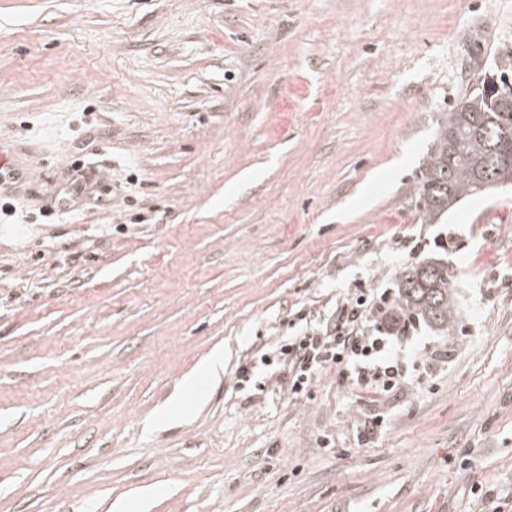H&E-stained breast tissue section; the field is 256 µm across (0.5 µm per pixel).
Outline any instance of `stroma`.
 I'll list each match as a JSON object with an SVG mask.
<instances>
[{"mask_svg": "<svg viewBox=\"0 0 512 512\" xmlns=\"http://www.w3.org/2000/svg\"><path fill=\"white\" fill-rule=\"evenodd\" d=\"M508 53L512 0H0V148L36 163L0 212V512H512V188L415 204ZM77 160L103 201L57 208ZM414 240L460 311L406 340L429 376L289 395L261 357Z\"/></svg>", "mask_w": 512, "mask_h": 512, "instance_id": "1", "label": "stroma"}]
</instances>
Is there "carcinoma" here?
<instances>
[{"label": "carcinoma", "instance_id": "obj_1", "mask_svg": "<svg viewBox=\"0 0 512 512\" xmlns=\"http://www.w3.org/2000/svg\"><path fill=\"white\" fill-rule=\"evenodd\" d=\"M512 177V115L495 112L482 92H464L437 123L416 186L417 205L426 224L455 209L465 198L483 195L479 184L495 169ZM393 321L422 320L439 331L454 328L459 311L448 267L418 261L396 280Z\"/></svg>", "mask_w": 512, "mask_h": 512}]
</instances>
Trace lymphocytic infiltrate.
Instances as JSON below:
<instances>
[{
    "label": "lymphocytic infiltrate",
    "mask_w": 512,
    "mask_h": 512,
    "mask_svg": "<svg viewBox=\"0 0 512 512\" xmlns=\"http://www.w3.org/2000/svg\"><path fill=\"white\" fill-rule=\"evenodd\" d=\"M391 298L377 289L355 288L336 308L326 327H306L279 349L288 369V391L305 393L319 373L338 369L353 385L380 393L397 390L414 377L421 356L396 351L394 334L384 325Z\"/></svg>",
    "instance_id": "f902f5d3"
}]
</instances>
